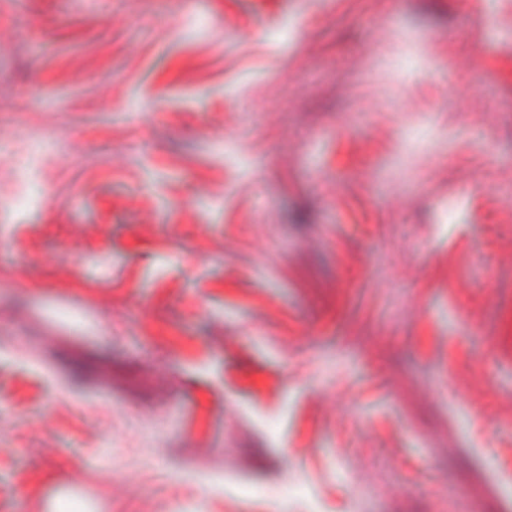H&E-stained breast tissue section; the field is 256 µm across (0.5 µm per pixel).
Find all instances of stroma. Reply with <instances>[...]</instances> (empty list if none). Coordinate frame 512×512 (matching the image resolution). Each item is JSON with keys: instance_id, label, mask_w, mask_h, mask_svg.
I'll return each instance as SVG.
<instances>
[{"instance_id": "35a3bbf8", "label": "stroma", "mask_w": 512, "mask_h": 512, "mask_svg": "<svg viewBox=\"0 0 512 512\" xmlns=\"http://www.w3.org/2000/svg\"><path fill=\"white\" fill-rule=\"evenodd\" d=\"M504 7L0 0V512H512Z\"/></svg>"}]
</instances>
